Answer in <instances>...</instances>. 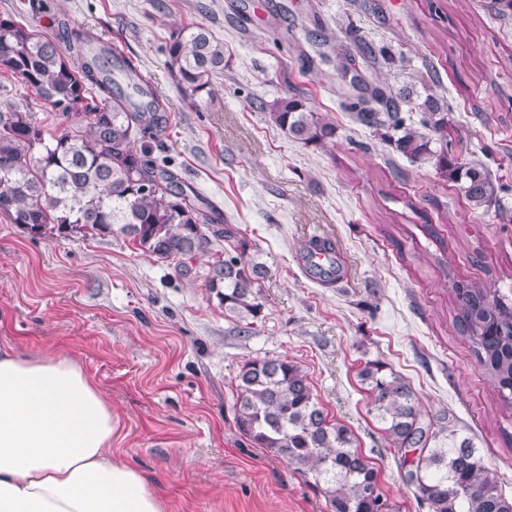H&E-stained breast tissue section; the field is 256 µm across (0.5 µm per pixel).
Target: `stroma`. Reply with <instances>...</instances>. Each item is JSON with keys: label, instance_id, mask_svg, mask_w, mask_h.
Segmentation results:
<instances>
[{"label": "stroma", "instance_id": "1", "mask_svg": "<svg viewBox=\"0 0 512 512\" xmlns=\"http://www.w3.org/2000/svg\"><path fill=\"white\" fill-rule=\"evenodd\" d=\"M0 0L40 31L54 18L116 44L166 105L155 158L216 204L265 273L249 332L205 281L123 236L32 238L0 215V344L64 351L106 394L135 463L169 512H329L312 475L286 467L236 426V380L256 358L288 357L321 406L354 433L395 512H430L371 410L360 372L379 361L416 394L424 419L470 441L512 496V408L457 333L456 283L512 304V12L498 0ZM319 18L328 41L307 36ZM207 27L227 65L186 94L166 66L173 30ZM369 44L367 79L448 107V152L486 168L500 203L475 208L432 163L412 162L355 122L339 56ZM323 53L313 67L304 56ZM304 97L334 121L324 146L289 137L267 107ZM28 105L64 127L0 70V109ZM330 240L332 286L312 276L307 240Z\"/></svg>", "mask_w": 512, "mask_h": 512}]
</instances>
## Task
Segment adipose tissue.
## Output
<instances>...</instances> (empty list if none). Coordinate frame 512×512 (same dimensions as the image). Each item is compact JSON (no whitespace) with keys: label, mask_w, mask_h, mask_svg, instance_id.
Here are the masks:
<instances>
[{"label":"adipose tissue","mask_w":512,"mask_h":512,"mask_svg":"<svg viewBox=\"0 0 512 512\" xmlns=\"http://www.w3.org/2000/svg\"><path fill=\"white\" fill-rule=\"evenodd\" d=\"M118 418L71 356L0 345V512H167L113 453Z\"/></svg>","instance_id":"adipose-tissue-1"}]
</instances>
